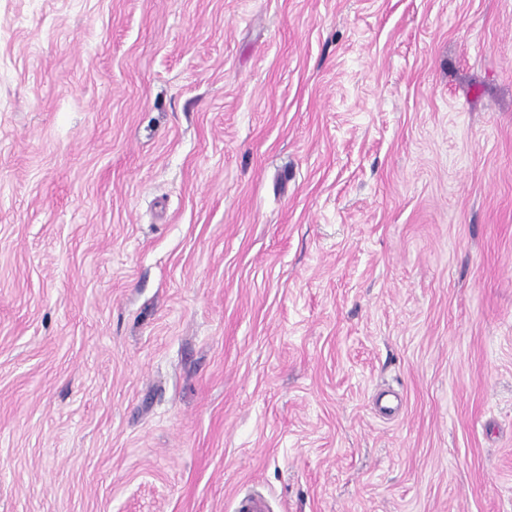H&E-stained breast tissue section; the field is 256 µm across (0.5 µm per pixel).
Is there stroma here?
<instances>
[{
	"label": "stroma",
	"instance_id": "35a3bbf8",
	"mask_svg": "<svg viewBox=\"0 0 512 512\" xmlns=\"http://www.w3.org/2000/svg\"><path fill=\"white\" fill-rule=\"evenodd\" d=\"M512 512V0H0V512Z\"/></svg>",
	"mask_w": 512,
	"mask_h": 512
}]
</instances>
